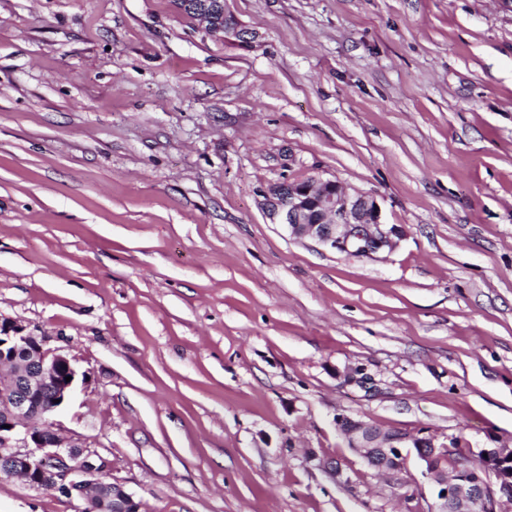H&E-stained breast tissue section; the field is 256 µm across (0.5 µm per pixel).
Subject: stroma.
Here are the masks:
<instances>
[{"label":"stroma","instance_id":"stroma-1","mask_svg":"<svg viewBox=\"0 0 512 512\" xmlns=\"http://www.w3.org/2000/svg\"><path fill=\"white\" fill-rule=\"evenodd\" d=\"M229 6L252 44L172 0H0V314L87 373L59 421L139 512H431L335 420L512 448V0ZM299 175L405 236L294 240L264 195ZM83 507L0 479V512ZM209 36L215 39H225L227 35L237 36L242 43H252V39L256 38V33L250 32L245 29H239V25L236 26H221L219 24L210 25L206 22L200 24Z\"/></svg>","mask_w":512,"mask_h":512}]
</instances>
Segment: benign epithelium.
Listing matches in <instances>:
<instances>
[{"label":"benign epithelium","mask_w":512,"mask_h":512,"mask_svg":"<svg viewBox=\"0 0 512 512\" xmlns=\"http://www.w3.org/2000/svg\"><path fill=\"white\" fill-rule=\"evenodd\" d=\"M201 26L215 39L234 35L247 44L256 38L237 25ZM265 201L270 220L284 225L293 239L357 258L391 251L405 235L403 225L383 222L375 198L336 179L297 176L270 187ZM47 343L48 337L27 324L0 314V368L8 370L0 377V476H16L33 488L47 486L85 503L106 494L115 512H138L139 504L122 484L101 478L105 460L61 434L55 416L74 392L78 370ZM336 424L348 447L379 472H398L416 457L437 488L433 512H498L502 501H512V448H480L445 469L444 449L430 437L384 431L347 416ZM489 472L496 477L493 487L486 480Z\"/></svg>","instance_id":"1"}]
</instances>
